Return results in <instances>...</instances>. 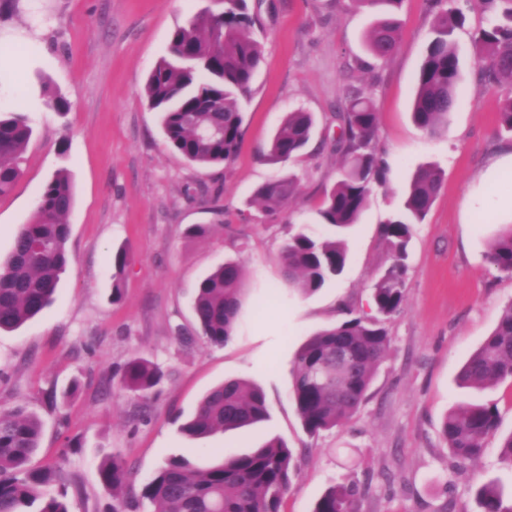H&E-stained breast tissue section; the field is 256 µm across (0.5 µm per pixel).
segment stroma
Here are the masks:
<instances>
[{"mask_svg":"<svg viewBox=\"0 0 512 512\" xmlns=\"http://www.w3.org/2000/svg\"><path fill=\"white\" fill-rule=\"evenodd\" d=\"M249 2L258 8L263 61L242 103L235 161L209 168L166 147L158 115L142 98L172 32L209 0H16L0 10V46L29 52L20 75L0 60V111L23 109L33 130L24 173L0 196V259L57 170H68L75 197L66 218L69 262L52 303L19 329L0 332V408L23 406L39 416L31 465L62 461L72 512H108L112 493L98 476L106 454L120 455L139 485L169 459L203 469L275 436L295 450L300 467L283 512H312L347 477L371 485L358 512H477L476 491L487 483L511 498L512 465L502 461L500 441L512 433V383L480 389L458 382L512 303V275L485 257L500 221L472 205L484 172L512 147V134L498 123L505 90L478 88L473 37L487 14L472 0H454L465 16L454 34L463 80L447 127L431 135L412 118L431 38L426 0H404L401 41L384 61L366 51L373 15L349 8V0ZM354 87L375 100L387 182L351 230L342 275L301 296L284 285L281 248L292 227L311 223L336 182V114ZM54 96L67 100L68 112L49 106ZM296 110L315 117L307 154L289 165L268 162L270 139ZM425 165L439 168L443 183L412 228L404 307L387 323L385 358L358 414L309 435L290 395L295 353L341 322L342 306L373 315V288L389 264L383 224ZM288 173L298 189L286 210L269 215L253 204L258 187ZM194 224L207 225V233L187 235ZM120 249L129 262L116 303L112 258ZM235 257L246 271V298L231 341L184 344L177 329L193 321L198 283ZM140 356L167 373L144 407L112 381ZM230 378L264 391L269 419L206 437L182 433L177 417H189L210 388ZM52 389L66 400L50 405ZM471 404L495 406L498 431L478 462L456 467L441 423Z\"/></svg>","mask_w":512,"mask_h":512,"instance_id":"obj_1","label":"stroma"}]
</instances>
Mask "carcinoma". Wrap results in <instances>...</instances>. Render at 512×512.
Masks as SVG:
<instances>
[{"instance_id": "obj_1", "label": "carcinoma", "mask_w": 512, "mask_h": 512, "mask_svg": "<svg viewBox=\"0 0 512 512\" xmlns=\"http://www.w3.org/2000/svg\"><path fill=\"white\" fill-rule=\"evenodd\" d=\"M401 3L354 0L353 6L377 15L367 35L368 50L377 60L392 56L398 47L400 29L394 13ZM431 6L435 9L432 39L417 75L413 119L434 134L448 124L457 101L462 70L451 35L463 24V16L448 0H432ZM481 6L490 20L474 37L478 84L487 89L512 88V0H482ZM255 25L248 0H222V7L207 8L173 31L168 56L157 62L145 81L143 99L150 110L160 113L167 146L199 167L229 165L238 154L244 134L241 98L250 92L263 60L261 45L253 36ZM338 119L336 152L343 164L318 211L320 225L333 229L338 237L326 238L305 225L289 235L280 254L288 285L302 295L318 292L343 272L347 242L341 234L357 223L372 191L387 177L376 140L378 113L372 95L364 89L351 90ZM313 127L312 113H288L269 144L268 159L286 163L300 155L311 141ZM205 128L216 135L203 136ZM31 136L26 113L0 115V196L8 194L22 176ZM441 185L437 168H420L403 207L385 221L383 234L391 264L374 285L376 315L352 316L319 331L295 354L292 399L310 435L347 421L366 400L389 343L386 320L402 309V276L412 225L424 220ZM296 189V179L283 176L261 185L254 199L263 211L274 213L288 205ZM73 205L70 174L62 168L44 186L32 219L17 233L10 255L0 261V331L18 329L51 302L68 263L65 217ZM487 257L497 270L512 273V225L498 230L489 242ZM127 264V253L117 252L113 258L115 303L123 296L121 275ZM244 279V267L236 259L203 278L193 302L196 333L181 327L179 339L190 344L198 334L211 345H225L244 303ZM338 348L347 355L345 369L331 383L319 382L315 370L332 365ZM164 376L160 366L137 357L125 365L119 385L146 401ZM509 379L512 303L459 374L461 385L476 388ZM268 418L269 405L260 388L246 380L228 379L202 397L180 430L204 437ZM497 429L494 407L472 404L450 411L441 435L458 466L479 458L485 440ZM41 432L39 417L25 408L0 409V512H21V507L34 504L36 512H71L66 493L54 490L55 483L64 481L61 470L28 467ZM297 471L294 451L279 437L202 470L190 468L183 458L170 459L138 490L119 456H106L98 466L100 482L112 490L110 512H137L146 501L154 512H281ZM368 491L369 485L345 479L326 490L313 512H357L359 500ZM477 503L480 512H512V505L505 504L493 484L478 489Z\"/></svg>"}]
</instances>
